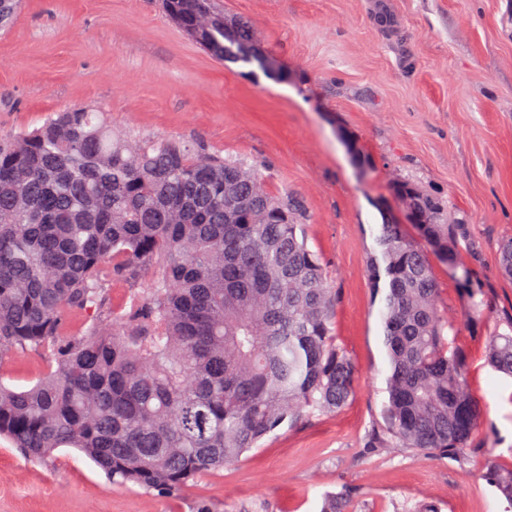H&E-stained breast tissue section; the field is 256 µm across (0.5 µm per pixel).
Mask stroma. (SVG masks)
<instances>
[{
	"instance_id": "35a3bbf8",
	"label": "stroma",
	"mask_w": 512,
	"mask_h": 512,
	"mask_svg": "<svg viewBox=\"0 0 512 512\" xmlns=\"http://www.w3.org/2000/svg\"><path fill=\"white\" fill-rule=\"evenodd\" d=\"M252 23L283 79L213 58L162 0H23L0 30V138L88 105L114 129L201 143L261 168L298 198L308 243L338 291L333 331L356 366L342 409L284 425L171 493L112 484L87 457L42 462L0 438V512H504L482 476L512 466V382L485 338L512 314L499 254L512 238V0H214ZM414 184L453 225L457 268L429 254L439 303L484 416L467 464L364 445L385 397L379 303L367 280L374 225H415L393 191ZM467 270L484 305L458 282Z\"/></svg>"
}]
</instances>
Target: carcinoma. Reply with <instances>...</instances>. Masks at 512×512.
Masks as SVG:
<instances>
[{"instance_id":"cac0c4a2","label":"carcinoma","mask_w":512,"mask_h":512,"mask_svg":"<svg viewBox=\"0 0 512 512\" xmlns=\"http://www.w3.org/2000/svg\"><path fill=\"white\" fill-rule=\"evenodd\" d=\"M215 58L265 67L252 25L212 0H163ZM292 196L257 166L188 142L115 134L85 106L0 142V365L38 352L15 389L0 373V437L24 456L74 448L112 482L174 491L260 447L283 424L334 412L355 367L336 342V289ZM457 267L449 224H420ZM368 279L384 348L382 425L365 447L465 464L483 409L436 303L429 260L399 224L374 232ZM151 271L147 288L138 287ZM127 296L109 303L111 286ZM74 314L83 323L70 329ZM512 379V318L486 336ZM484 477L512 509V469ZM321 512H351L327 493ZM45 361L41 354L30 352L23 357L10 359V378L5 381L11 387L24 388L35 381L45 369Z\"/></svg>"}]
</instances>
